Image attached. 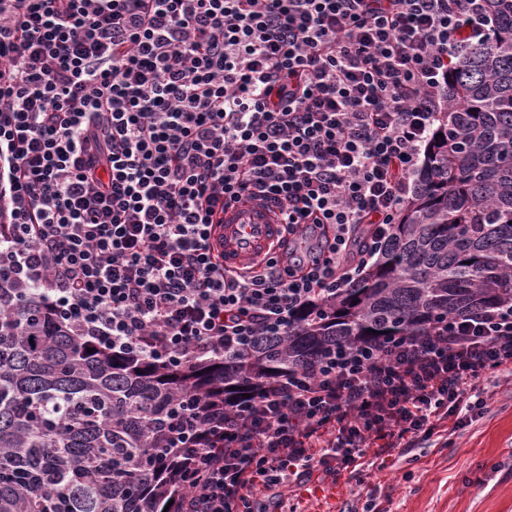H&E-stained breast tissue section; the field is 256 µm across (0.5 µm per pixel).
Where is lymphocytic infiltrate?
Masks as SVG:
<instances>
[{"instance_id":"lymphocytic-infiltrate-1","label":"lymphocytic infiltrate","mask_w":512,"mask_h":512,"mask_svg":"<svg viewBox=\"0 0 512 512\" xmlns=\"http://www.w3.org/2000/svg\"><path fill=\"white\" fill-rule=\"evenodd\" d=\"M484 0H0V266L86 343L189 367L283 336L392 235ZM290 239L225 268V202ZM512 305L349 346L173 433L177 512H256L314 464L356 469L485 410Z\"/></svg>"}]
</instances>
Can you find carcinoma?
<instances>
[{
    "mask_svg": "<svg viewBox=\"0 0 512 512\" xmlns=\"http://www.w3.org/2000/svg\"><path fill=\"white\" fill-rule=\"evenodd\" d=\"M448 66V109L382 255L286 336L186 368L88 345L0 270V512H175L169 434L313 356L512 302V0Z\"/></svg>",
    "mask_w": 512,
    "mask_h": 512,
    "instance_id": "1",
    "label": "carcinoma"
}]
</instances>
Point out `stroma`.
Returning a JSON list of instances; mask_svg holds the SVG:
<instances>
[{
    "mask_svg": "<svg viewBox=\"0 0 512 512\" xmlns=\"http://www.w3.org/2000/svg\"><path fill=\"white\" fill-rule=\"evenodd\" d=\"M485 387L488 412L402 451L369 449L361 476L315 465L302 484L257 494L268 512H512V376Z\"/></svg>",
    "mask_w": 512,
    "mask_h": 512,
    "instance_id": "obj_1",
    "label": "stroma"
}]
</instances>
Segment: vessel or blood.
Listing matches in <instances>:
<instances>
[{"mask_svg": "<svg viewBox=\"0 0 512 512\" xmlns=\"http://www.w3.org/2000/svg\"><path fill=\"white\" fill-rule=\"evenodd\" d=\"M281 226L274 210L258 202H232L224 220L213 228V239L226 267L238 270L262 258L278 239Z\"/></svg>", "mask_w": 512, "mask_h": 512, "instance_id": "vessel-or-blood-1", "label": "vessel or blood"}]
</instances>
